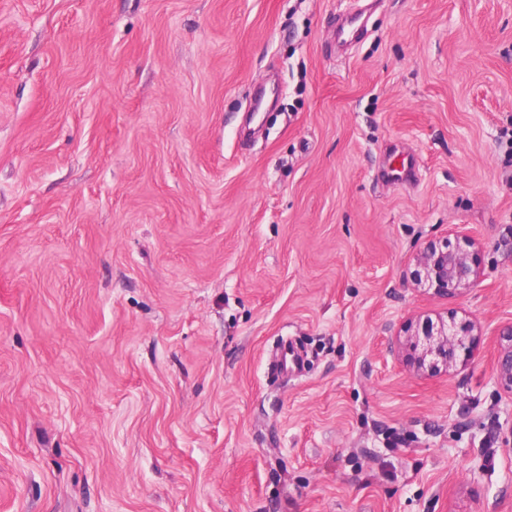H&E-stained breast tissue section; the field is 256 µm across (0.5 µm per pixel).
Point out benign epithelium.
Listing matches in <instances>:
<instances>
[{"label":"benign epithelium","instance_id":"obj_1","mask_svg":"<svg viewBox=\"0 0 512 512\" xmlns=\"http://www.w3.org/2000/svg\"><path fill=\"white\" fill-rule=\"evenodd\" d=\"M478 244L467 237L451 246L444 239L426 243L415 255V267L423 272L420 284L438 293H452L471 287L478 278ZM497 366V380L512 393V328L503 333ZM408 358L419 368L449 369L457 365L459 354L470 353L475 346L472 330L466 325L425 318L416 323L406 343Z\"/></svg>","mask_w":512,"mask_h":512}]
</instances>
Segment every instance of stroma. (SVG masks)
<instances>
[{"instance_id": "35a3bbf8", "label": "stroma", "mask_w": 512, "mask_h": 512, "mask_svg": "<svg viewBox=\"0 0 512 512\" xmlns=\"http://www.w3.org/2000/svg\"><path fill=\"white\" fill-rule=\"evenodd\" d=\"M510 327L512 0H0V512H512ZM451 247L448 239L429 241L415 255V281L438 293H452L471 287L478 278V244L466 236ZM423 272L422 281L418 275ZM417 274V275H416ZM451 320L449 324L442 319L434 323L425 318L416 323L406 346L408 358L418 368L448 370L457 365L459 352L467 355L473 350L476 338L472 330L466 325L458 328ZM503 341L497 366V380L509 394L512 393V328L503 333Z\"/></svg>"}]
</instances>
